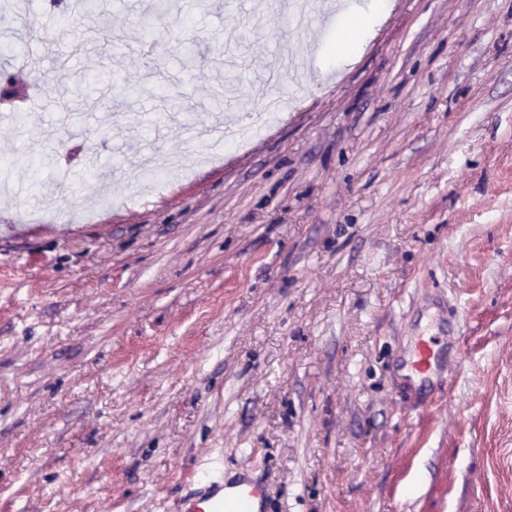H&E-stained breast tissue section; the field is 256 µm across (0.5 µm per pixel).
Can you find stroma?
I'll return each instance as SVG.
<instances>
[{"label":"stroma","instance_id":"stroma-1","mask_svg":"<svg viewBox=\"0 0 512 512\" xmlns=\"http://www.w3.org/2000/svg\"><path fill=\"white\" fill-rule=\"evenodd\" d=\"M173 0L202 44L154 121L86 75L142 54L151 0H119L71 61L0 108V512H176L200 459L264 486L269 512H512V0H389L307 85L282 0L257 14L242 92L303 98L219 157L208 121L242 20ZM463 313V361L420 400L403 354Z\"/></svg>","mask_w":512,"mask_h":512}]
</instances>
